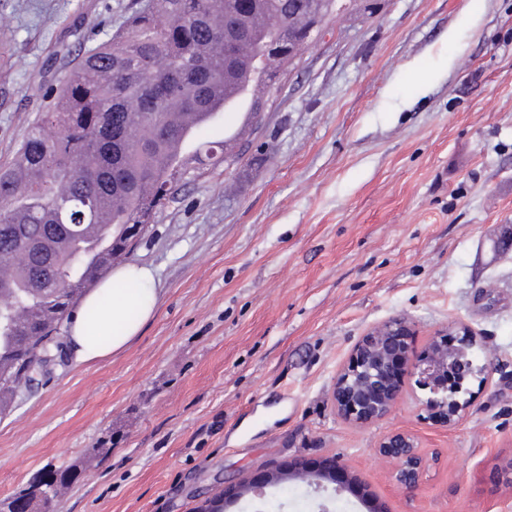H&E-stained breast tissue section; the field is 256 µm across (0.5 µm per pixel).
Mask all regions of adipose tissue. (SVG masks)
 Returning <instances> with one entry per match:
<instances>
[{
  "label": "adipose tissue",
  "mask_w": 512,
  "mask_h": 512,
  "mask_svg": "<svg viewBox=\"0 0 512 512\" xmlns=\"http://www.w3.org/2000/svg\"><path fill=\"white\" fill-rule=\"evenodd\" d=\"M158 300L151 269L115 268L88 292L70 318L68 340L76 359H103L125 348L152 318Z\"/></svg>",
  "instance_id": "adipose-tissue-1"
}]
</instances>
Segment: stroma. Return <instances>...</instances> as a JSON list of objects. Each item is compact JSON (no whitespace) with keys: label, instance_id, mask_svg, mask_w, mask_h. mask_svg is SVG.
<instances>
[{"label":"stroma","instance_id":"obj_1","mask_svg":"<svg viewBox=\"0 0 512 512\" xmlns=\"http://www.w3.org/2000/svg\"><path fill=\"white\" fill-rule=\"evenodd\" d=\"M142 0H0V166L50 92ZM234 155L189 175L122 257L160 299L125 349L54 362L0 415V500L109 448L51 512H512V0H337L261 122L203 137ZM399 317L422 356L455 324L489 382L453 427L403 372L389 414L341 418L336 379ZM411 434L408 492L381 442ZM339 461L356 491L297 478L263 499L246 475Z\"/></svg>","mask_w":512,"mask_h":512}]
</instances>
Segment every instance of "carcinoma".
Wrapping results in <instances>:
<instances>
[{"label":"carcinoma","instance_id":"obj_1","mask_svg":"<svg viewBox=\"0 0 512 512\" xmlns=\"http://www.w3.org/2000/svg\"><path fill=\"white\" fill-rule=\"evenodd\" d=\"M317 0H148L112 39L84 54L49 109L31 123L14 161L0 168V266L28 256L0 278V414L34 380L64 319L59 307L82 300L124 255L123 225L165 204L187 175L224 162L230 146L191 134L195 156L174 157L180 131L172 107L224 111L244 68L265 74L253 102L272 97L297 55L266 49L288 35L293 47L323 22ZM286 20V29L272 17ZM76 468L54 471L0 512L47 507L70 487Z\"/></svg>","mask_w":512,"mask_h":512}]
</instances>
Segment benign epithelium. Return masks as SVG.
Returning <instances> with one entry per match:
<instances>
[{
    "mask_svg": "<svg viewBox=\"0 0 512 512\" xmlns=\"http://www.w3.org/2000/svg\"><path fill=\"white\" fill-rule=\"evenodd\" d=\"M458 345L448 344L442 336L433 337L430 353L418 360L399 345V337L409 334L407 322L393 318L374 327L358 347L351 362L339 374L334 392L337 412L355 423L374 421L386 416L398 400V390L388 387L389 371L400 360L416 377L419 388L427 394L426 406L454 426L469 406L467 383L473 374V362L467 352L475 346L469 329L460 327ZM383 457L397 464V480L406 490L417 488L424 459L413 438L394 434L380 445ZM286 479L277 470L251 477L244 491L262 497L266 489Z\"/></svg>",
    "mask_w": 512,
    "mask_h": 512,
    "instance_id": "obj_1",
    "label": "benign epithelium"
}]
</instances>
